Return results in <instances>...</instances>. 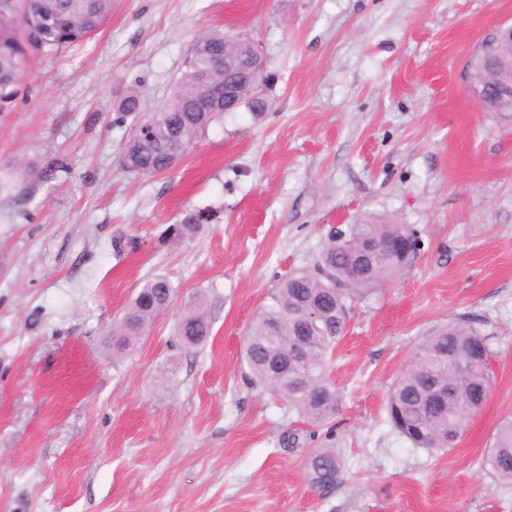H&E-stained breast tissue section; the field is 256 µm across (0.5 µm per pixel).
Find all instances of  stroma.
Segmentation results:
<instances>
[{
    "instance_id": "1",
    "label": "stroma",
    "mask_w": 512,
    "mask_h": 512,
    "mask_svg": "<svg viewBox=\"0 0 512 512\" xmlns=\"http://www.w3.org/2000/svg\"><path fill=\"white\" fill-rule=\"evenodd\" d=\"M512 0H112L84 44L34 54L0 112V512H512L479 466L512 416V112L484 111L467 61ZM221 28L275 75L262 120L214 122L169 173L120 162L114 101L166 103L194 40ZM216 219L173 236L190 211ZM401 224L419 240L352 303L331 361L333 429L295 447L286 400L247 379L245 333L331 229ZM135 249L115 251V237ZM170 307L130 351L112 325L144 281ZM204 301L211 332L184 347ZM492 338L493 382L461 441L433 453L386 421L393 384L451 322ZM335 449L324 490L309 459ZM177 335L185 345H199L210 334V321L203 307L184 312L177 324Z\"/></svg>"
}]
</instances>
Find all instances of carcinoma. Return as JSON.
<instances>
[{
  "mask_svg": "<svg viewBox=\"0 0 512 512\" xmlns=\"http://www.w3.org/2000/svg\"><path fill=\"white\" fill-rule=\"evenodd\" d=\"M111 11L112 0H0V110L14 101L32 53H51L86 41ZM233 40L220 29L199 36L184 61L177 91L165 105L145 110L137 90L117 103L116 123L133 113L140 115L121 159L129 173L169 172L179 161L174 144L195 142L224 114L220 104L203 107L202 98L208 87H224V43ZM401 238L411 239L413 234L400 224L370 221L331 234L316 267L282 280L247 331L243 360L251 379L287 400L301 424L289 431V443L307 439L309 429L331 423L339 411L328 370L347 327L348 301L407 265L397 260L367 276H354L363 242L382 244ZM171 298L166 278L147 279L112 329L114 351L124 353L134 347L144 329L170 306ZM176 331L184 344H201L210 335L208 314L201 306L184 312ZM491 354V336L471 324L450 323L428 337L390 391L388 423L415 448H451L487 397ZM434 382L448 385V401L442 405L427 404L426 390ZM480 465L512 485V418L502 421ZM309 466L317 486L329 488L338 482L341 467L332 449H317Z\"/></svg>",
  "mask_w": 512,
  "mask_h": 512,
  "instance_id": "cac0c4a2",
  "label": "carcinoma"
}]
</instances>
